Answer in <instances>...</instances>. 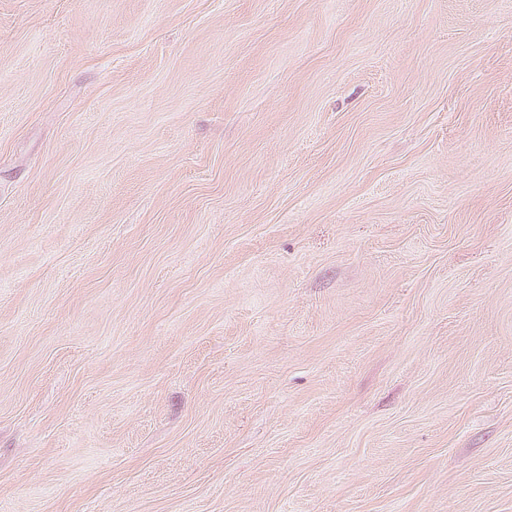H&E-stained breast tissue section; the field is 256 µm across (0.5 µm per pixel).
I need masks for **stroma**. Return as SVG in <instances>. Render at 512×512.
I'll return each instance as SVG.
<instances>
[{
  "label": "stroma",
  "mask_w": 512,
  "mask_h": 512,
  "mask_svg": "<svg viewBox=\"0 0 512 512\" xmlns=\"http://www.w3.org/2000/svg\"><path fill=\"white\" fill-rule=\"evenodd\" d=\"M0 512H512V0H0Z\"/></svg>",
  "instance_id": "obj_1"
}]
</instances>
